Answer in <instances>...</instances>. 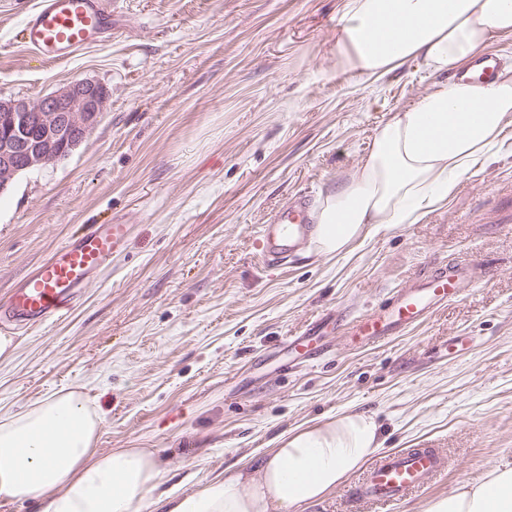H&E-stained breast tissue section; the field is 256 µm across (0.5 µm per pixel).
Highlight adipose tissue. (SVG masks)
Masks as SVG:
<instances>
[{"label":"adipose tissue","mask_w":512,"mask_h":512,"mask_svg":"<svg viewBox=\"0 0 512 512\" xmlns=\"http://www.w3.org/2000/svg\"><path fill=\"white\" fill-rule=\"evenodd\" d=\"M512 34V0H345L342 64L378 78L410 62L438 80L381 124L360 162L319 199L314 250L334 256L369 225L417 224L490 157L512 152V68L459 76L479 49ZM100 416L78 391L0 414V506L40 512H296L324 501L381 448L373 416L342 414L282 438L258 463L164 489L148 448L99 451ZM423 512H512V464L487 466Z\"/></svg>","instance_id":"1"}]
</instances>
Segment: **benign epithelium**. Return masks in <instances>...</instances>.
I'll return each mask as SVG.
<instances>
[{"label": "benign epithelium", "mask_w": 512, "mask_h": 512, "mask_svg": "<svg viewBox=\"0 0 512 512\" xmlns=\"http://www.w3.org/2000/svg\"><path fill=\"white\" fill-rule=\"evenodd\" d=\"M108 92L76 80L36 102L0 100V195L22 171L71 155L100 122Z\"/></svg>", "instance_id": "benign-epithelium-1"}]
</instances>
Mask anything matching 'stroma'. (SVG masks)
<instances>
[{
  "label": "stroma",
  "mask_w": 512,
  "mask_h": 512,
  "mask_svg": "<svg viewBox=\"0 0 512 512\" xmlns=\"http://www.w3.org/2000/svg\"><path fill=\"white\" fill-rule=\"evenodd\" d=\"M35 3L0 0V99L88 79L109 102L70 156L0 195V303L87 226L131 237L66 315L5 327L17 347L0 361V414L81 392L101 410L100 451L153 449L183 491L344 413L375 416L385 452L445 457L401 502L356 498L357 473L305 512H422L512 463V154L342 255L259 256L260 225L316 202L432 83L420 64L358 81L338 62L343 0H125L115 37L48 63L20 39ZM463 259L477 275L423 322L367 347L338 328L317 359L287 365L290 337Z\"/></svg>",
  "instance_id": "35a3bbf8"
}]
</instances>
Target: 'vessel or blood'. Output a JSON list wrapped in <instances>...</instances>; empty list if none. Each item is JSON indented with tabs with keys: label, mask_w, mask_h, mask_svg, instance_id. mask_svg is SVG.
<instances>
[{
	"label": "vessel or blood",
	"mask_w": 512,
	"mask_h": 512,
	"mask_svg": "<svg viewBox=\"0 0 512 512\" xmlns=\"http://www.w3.org/2000/svg\"><path fill=\"white\" fill-rule=\"evenodd\" d=\"M115 0H38L25 17L22 35L27 46L48 61L71 57L77 50L112 35ZM315 224L305 199H297L261 225L260 257L263 263L286 260L305 247ZM129 238L125 224L90 227L78 240L59 247L0 303V325L11 322L46 323L68 312L81 288ZM466 268L435 273L428 281L399 288L390 302L347 324L351 344L369 345L415 323L431 310L458 298L469 277ZM328 321H321L304 335L294 337L288 352L310 356L326 345ZM443 462L431 448H408L373 463L357 488L359 498L374 502L401 501L420 488L427 477L439 472Z\"/></svg>",
	"instance_id": "b4317fda"
}]
</instances>
